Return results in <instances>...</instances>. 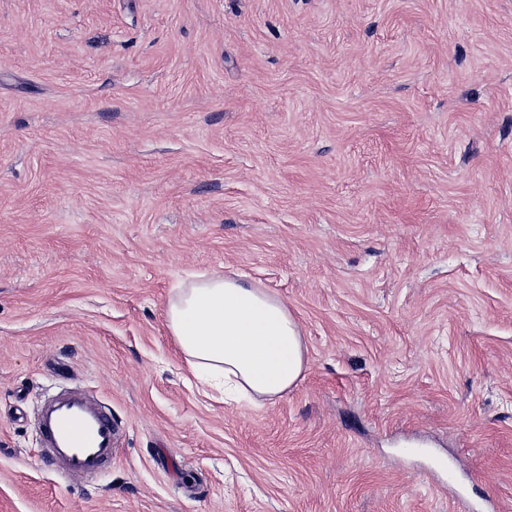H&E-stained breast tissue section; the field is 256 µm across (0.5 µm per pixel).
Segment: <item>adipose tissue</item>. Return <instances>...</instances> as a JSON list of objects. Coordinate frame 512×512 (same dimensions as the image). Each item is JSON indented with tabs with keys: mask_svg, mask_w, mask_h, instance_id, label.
<instances>
[{
	"mask_svg": "<svg viewBox=\"0 0 512 512\" xmlns=\"http://www.w3.org/2000/svg\"><path fill=\"white\" fill-rule=\"evenodd\" d=\"M166 323L192 371L235 400L263 405L302 376L301 325L286 303L259 286L193 275L174 286Z\"/></svg>",
	"mask_w": 512,
	"mask_h": 512,
	"instance_id": "adipose-tissue-1",
	"label": "adipose tissue"
}]
</instances>
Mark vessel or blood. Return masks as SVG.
I'll return each instance as SVG.
<instances>
[{
  "instance_id": "1",
  "label": "vessel or blood",
  "mask_w": 512,
  "mask_h": 512,
  "mask_svg": "<svg viewBox=\"0 0 512 512\" xmlns=\"http://www.w3.org/2000/svg\"><path fill=\"white\" fill-rule=\"evenodd\" d=\"M120 426L109 408L87 392L65 388L37 412L35 431L42 460L68 475L95 477L112 465Z\"/></svg>"
}]
</instances>
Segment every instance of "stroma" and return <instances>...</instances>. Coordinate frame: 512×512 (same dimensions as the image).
Here are the masks:
<instances>
[{"label": "stroma", "mask_w": 512, "mask_h": 512, "mask_svg": "<svg viewBox=\"0 0 512 512\" xmlns=\"http://www.w3.org/2000/svg\"><path fill=\"white\" fill-rule=\"evenodd\" d=\"M192 273L308 348L261 407ZM123 430L46 465L43 400ZM512 512V0H0V512ZM191 277L172 289L166 323L202 382L255 406L296 385L306 347L287 304L265 288L235 278ZM119 430L109 408L75 388L47 398L35 419L43 462L85 478H94L112 466Z\"/></svg>", "instance_id": "stroma-1"}]
</instances>
